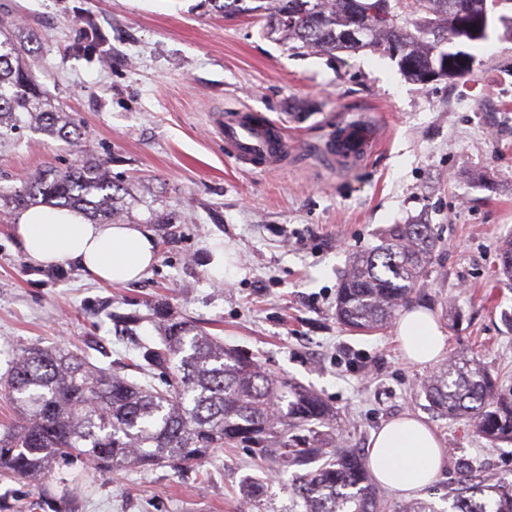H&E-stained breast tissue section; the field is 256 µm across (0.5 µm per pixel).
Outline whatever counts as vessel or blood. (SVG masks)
I'll return each mask as SVG.
<instances>
[{
  "mask_svg": "<svg viewBox=\"0 0 512 512\" xmlns=\"http://www.w3.org/2000/svg\"><path fill=\"white\" fill-rule=\"evenodd\" d=\"M219 128L225 144L242 165L273 170L288 159L291 145L285 133L272 121L257 120L250 110L225 113ZM377 141V129L370 122L342 121L330 129L322 152L337 165L354 166L371 153Z\"/></svg>",
  "mask_w": 512,
  "mask_h": 512,
  "instance_id": "1",
  "label": "vessel or blood"
}]
</instances>
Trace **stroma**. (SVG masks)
Returning <instances> with one entry per match:
<instances>
[{"label":"stroma","mask_w":512,"mask_h":512,"mask_svg":"<svg viewBox=\"0 0 512 512\" xmlns=\"http://www.w3.org/2000/svg\"><path fill=\"white\" fill-rule=\"evenodd\" d=\"M0 20L31 36L25 64L83 132L74 145L21 132L0 149V187L95 153L158 248L129 285L97 283L68 261L40 268L13 233L19 210L1 205L0 375L16 351L64 346L141 381L127 355L157 341L150 317L162 304L317 392L344 447L366 452L390 419L424 418L445 463L420 497L441 512L459 461L512 481V443L491 444L431 407L423 384L435 364L407 360L394 329L354 333L334 316L354 256L391 225H430L436 248L414 304L437 316L447 351L477 360L512 396V279L496 260L512 238V39L462 43L475 57L470 77L420 84L369 51L293 54L263 20H227L203 0H0ZM243 108L298 138L283 167H242L225 146L213 115ZM356 118L379 128L381 145L357 168L325 166L318 145ZM214 239L237 255L220 279L207 266ZM133 312L143 322L130 336L116 320ZM69 470L87 489L66 505L63 485L47 482L39 493L51 512H237L248 475L266 482L254 512L291 506L290 472L262 471L245 448L215 449L187 472Z\"/></svg>","instance_id":"obj_1"}]
</instances>
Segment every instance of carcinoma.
I'll return each instance as SVG.
<instances>
[{"instance_id": "cac0c4a2", "label": "carcinoma", "mask_w": 512, "mask_h": 512, "mask_svg": "<svg viewBox=\"0 0 512 512\" xmlns=\"http://www.w3.org/2000/svg\"><path fill=\"white\" fill-rule=\"evenodd\" d=\"M512 0H392L386 20L369 12L373 0H205L224 18L262 9L296 54L371 51L397 62L411 81L422 83L448 56L445 79L472 74L474 57L443 52L471 42L469 26ZM24 40L0 24V145L23 128L70 144L77 129L51 104L22 62ZM112 174L87 159L65 171L33 175L7 197L25 209L44 202L78 209L94 224H117L128 215ZM434 250L427 224H394L382 243L352 261L336 298L344 327L370 333L388 326L408 307L424 280ZM130 365L147 376L168 373L165 386L131 382L94 365L68 348H25L17 353L0 394L18 420L0 426V481L39 484L56 467L79 460L112 472L167 463L193 466L216 448L252 449L268 463L293 469L291 512H380L368 462L335 444L330 409L314 391L275 377L248 354L190 321H168L159 340L135 348ZM426 397L442 415L464 419L491 442L512 443V397L496 392L491 374L475 360L450 357L427 380ZM243 503L265 495V482L248 477ZM451 512H512V482L465 475L448 495Z\"/></svg>"}]
</instances>
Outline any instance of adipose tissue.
Masks as SVG:
<instances>
[{"instance_id": "1", "label": "adipose tissue", "mask_w": 512, "mask_h": 512, "mask_svg": "<svg viewBox=\"0 0 512 512\" xmlns=\"http://www.w3.org/2000/svg\"><path fill=\"white\" fill-rule=\"evenodd\" d=\"M16 235L35 265L69 261L104 283L137 281L157 260L155 237L142 225L93 224L75 209L31 207L20 215ZM395 330L408 360L434 363L441 358L446 334L427 309H405ZM368 463L378 483L411 497L435 479L444 454L436 433L406 414L373 433Z\"/></svg>"}]
</instances>
